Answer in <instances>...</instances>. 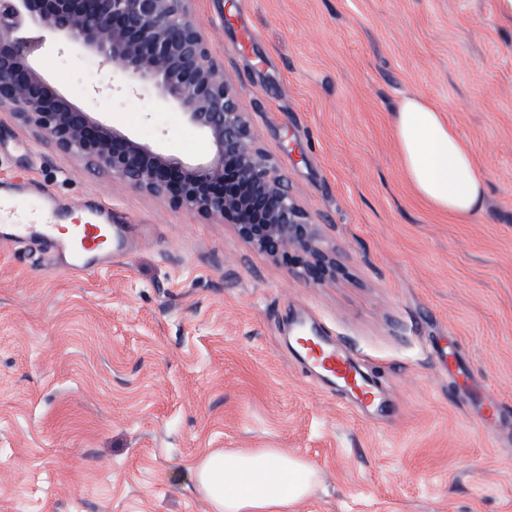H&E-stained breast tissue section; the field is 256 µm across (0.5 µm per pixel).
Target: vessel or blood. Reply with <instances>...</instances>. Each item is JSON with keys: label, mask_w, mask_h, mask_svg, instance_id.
I'll return each instance as SVG.
<instances>
[{"label": "vessel or blood", "mask_w": 512, "mask_h": 512, "mask_svg": "<svg viewBox=\"0 0 512 512\" xmlns=\"http://www.w3.org/2000/svg\"><path fill=\"white\" fill-rule=\"evenodd\" d=\"M19 206L39 213L42 220L37 224L18 220L1 227V248L26 241L45 242L54 252L57 267L79 277L101 273L111 267L113 258L124 253L102 211L92 212L84 223L64 228L57 222L51 193L0 196V211ZM292 348L307 366L318 370L323 378L339 382L360 402L374 401L376 392L364 381L354 358L337 350L328 339L318 335L300 336L293 341Z\"/></svg>", "instance_id": "vessel-or-blood-1"}]
</instances>
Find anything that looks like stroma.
<instances>
[{"label": "stroma", "mask_w": 512, "mask_h": 512, "mask_svg": "<svg viewBox=\"0 0 512 512\" xmlns=\"http://www.w3.org/2000/svg\"><path fill=\"white\" fill-rule=\"evenodd\" d=\"M195 11L340 271L297 278L233 225L126 188L0 111V189L48 188L72 224L101 204L129 238L87 278L54 271L38 243L0 251V512H210L194 465L235 448L318 472L293 512H512V18L499 0ZM42 68L138 139L211 149L152 91L101 98L110 72L78 49ZM409 93L471 148L482 213L456 218L411 191L393 127ZM300 321L354 356L376 404L311 379L289 349Z\"/></svg>", "instance_id": "1"}]
</instances>
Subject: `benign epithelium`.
Masks as SVG:
<instances>
[{
  "instance_id": "7a95c632",
  "label": "benign epithelium",
  "mask_w": 512,
  "mask_h": 512,
  "mask_svg": "<svg viewBox=\"0 0 512 512\" xmlns=\"http://www.w3.org/2000/svg\"><path fill=\"white\" fill-rule=\"evenodd\" d=\"M194 0H0V110L59 152L184 212L231 224L254 248L296 254L306 279L336 274L317 224L257 143L234 84L202 30ZM73 42L120 74V89L151 86L211 145L183 158L85 112L48 81L38 59Z\"/></svg>"
}]
</instances>
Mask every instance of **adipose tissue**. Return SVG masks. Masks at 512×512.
I'll list each match as a JSON object with an SVG mask.
<instances>
[{"instance_id": "1", "label": "adipose tissue", "mask_w": 512, "mask_h": 512, "mask_svg": "<svg viewBox=\"0 0 512 512\" xmlns=\"http://www.w3.org/2000/svg\"><path fill=\"white\" fill-rule=\"evenodd\" d=\"M394 130L400 162L419 198L460 218L482 210L484 177L445 113L408 95L397 106ZM194 474L210 512H292L316 482L312 467L276 448L213 452Z\"/></svg>"}]
</instances>
